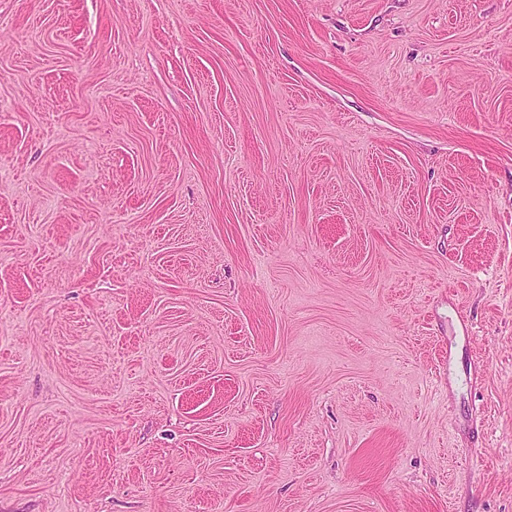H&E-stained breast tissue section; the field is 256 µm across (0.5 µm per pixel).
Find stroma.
<instances>
[{
    "label": "stroma",
    "mask_w": 512,
    "mask_h": 512,
    "mask_svg": "<svg viewBox=\"0 0 512 512\" xmlns=\"http://www.w3.org/2000/svg\"><path fill=\"white\" fill-rule=\"evenodd\" d=\"M0 512H512V0H0Z\"/></svg>",
    "instance_id": "35a3bbf8"
}]
</instances>
